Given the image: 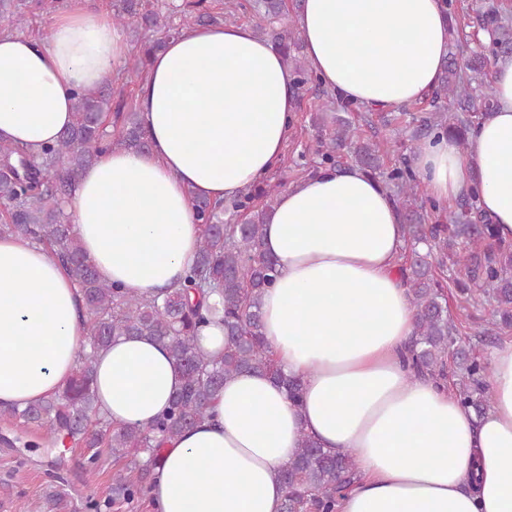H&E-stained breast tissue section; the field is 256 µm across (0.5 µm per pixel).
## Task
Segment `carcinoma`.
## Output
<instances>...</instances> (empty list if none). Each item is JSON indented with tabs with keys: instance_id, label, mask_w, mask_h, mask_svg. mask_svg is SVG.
<instances>
[{
	"instance_id": "obj_1",
	"label": "carcinoma",
	"mask_w": 512,
	"mask_h": 512,
	"mask_svg": "<svg viewBox=\"0 0 512 512\" xmlns=\"http://www.w3.org/2000/svg\"><path fill=\"white\" fill-rule=\"evenodd\" d=\"M65 0H0V21L23 25L44 13L64 6ZM212 0H181L168 8L185 22L208 25L219 21L211 11ZM259 17L256 32L271 35L289 56L290 46L302 41L299 33L278 31L285 13V0H253ZM114 19L135 32H153L168 27L166 16L144 10L141 0H119ZM491 42L464 55L448 26L449 57L444 64L434 99L454 105L449 112L434 113L409 137L414 142L435 129L467 144L473 120L493 111V87L483 86L486 53H512V29L497 25ZM319 164L336 168L340 151L346 149L360 166L394 192L407 246L413 254L408 266L399 268L409 287L416 311V339L410 347L412 369L417 378H445V358L455 359L460 373L461 403L481 416L492 401L486 381L489 369L468 357V350L448 319L444 279L434 275L427 260L431 250L442 254L459 245L468 249L469 286L462 292L477 301L495 303L491 328L512 325V243L496 238L490 217L474 206L473 198L462 200L458 212L446 224L429 223V212L418 202L416 176L408 165L384 167L379 147L368 140L350 137V122L336 115L332 125L317 123ZM148 139L138 113L132 110L124 87L108 83L75 96L74 121L59 137L42 149L35 161L18 146L0 143V234L20 235L55 251L76 278L87 337L79 353V365L65 386L50 398L0 409V418L32 431L55 448L71 445L86 449L84 466L94 467L100 449L106 448L116 464L124 466L112 477L111 494L101 503L87 499L82 512H120L147 496L164 440L194 426L209 416V408L224 389V381L244 371L268 372L282 382L289 396L298 397L301 382L279 371L270 358L261 334V304L266 288L274 282L275 261L262 248L263 229L276 204L281 184H257L245 188L224 203L195 200L202 240L195 264L185 273L180 287L163 295L131 296L98 279L84 258L82 247L64 212V205L81 172L108 149L144 150ZM427 246L421 255L417 245ZM218 294L220 306L208 299ZM222 313L224 355L211 359L195 346L197 331L211 316ZM121 336L144 337L169 350L182 370L181 387L172 395L163 413L147 428L115 427L97 409L94 363L98 352ZM356 478L351 451L332 452L308 436H301L298 453L283 471L286 494L281 512H336L342 491Z\"/></svg>"
}]
</instances>
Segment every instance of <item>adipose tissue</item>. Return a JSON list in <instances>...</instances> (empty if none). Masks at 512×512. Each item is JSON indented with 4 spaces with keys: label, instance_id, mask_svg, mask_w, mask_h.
<instances>
[{
    "label": "adipose tissue",
    "instance_id": "obj_1",
    "mask_svg": "<svg viewBox=\"0 0 512 512\" xmlns=\"http://www.w3.org/2000/svg\"><path fill=\"white\" fill-rule=\"evenodd\" d=\"M293 24L323 86L377 111L434 89L448 56L440 0H303ZM37 38L0 32V142L39 156L74 119L76 93L124 68L131 46L96 0H67ZM497 108L466 146L443 137L413 157L429 197L476 194L512 241V56L492 74ZM297 107L278 46L247 24L192 26L150 56L138 87L148 150L113 149L84 169L65 206L99 279L147 295L195 261V199L222 201L277 163ZM399 209L355 165L318 169L283 190L263 231L276 276L262 334L302 398L264 373L224 383L211 418L169 439L149 496L156 512H280L281 473L301 436L352 450L358 471L337 512H512V338L487 353L483 416L405 363L415 311L398 266ZM87 329L75 278L44 245L0 237V405L56 393ZM182 384L169 351L120 337L99 352L101 415L148 426Z\"/></svg>",
    "mask_w": 512,
    "mask_h": 512
}]
</instances>
